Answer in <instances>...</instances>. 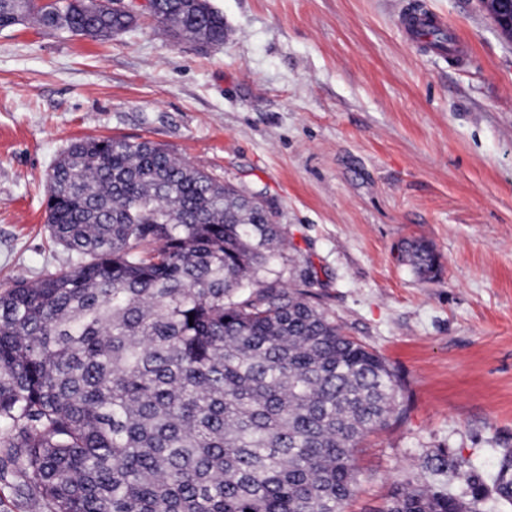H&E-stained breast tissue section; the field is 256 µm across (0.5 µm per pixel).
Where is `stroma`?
<instances>
[{"label": "stroma", "instance_id": "obj_1", "mask_svg": "<svg viewBox=\"0 0 512 512\" xmlns=\"http://www.w3.org/2000/svg\"><path fill=\"white\" fill-rule=\"evenodd\" d=\"M227 37L200 48L145 13L95 40L0 30V283L76 257L45 227L44 178L85 136L146 139L257 195L282 228L273 263L395 372L402 421L367 436L344 512H380L437 452L483 480L512 449V38L482 0H210ZM465 42L413 45L407 6ZM428 242L438 272L399 257ZM22 477L0 512H50Z\"/></svg>", "mask_w": 512, "mask_h": 512}]
</instances>
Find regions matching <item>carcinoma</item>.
<instances>
[{
	"label": "carcinoma",
	"instance_id": "1",
	"mask_svg": "<svg viewBox=\"0 0 512 512\" xmlns=\"http://www.w3.org/2000/svg\"><path fill=\"white\" fill-rule=\"evenodd\" d=\"M177 40L222 44L210 0H158ZM108 39L112 0H0V29ZM51 238L76 265L0 292V446L52 512H342L354 456L396 413L386 361L347 336L311 282L271 269L285 240L264 203L150 141L87 137L45 181ZM421 278L435 257L408 239ZM437 473L471 489L437 454ZM493 491L512 503V454ZM383 512H476L405 479Z\"/></svg>",
	"mask_w": 512,
	"mask_h": 512
}]
</instances>
